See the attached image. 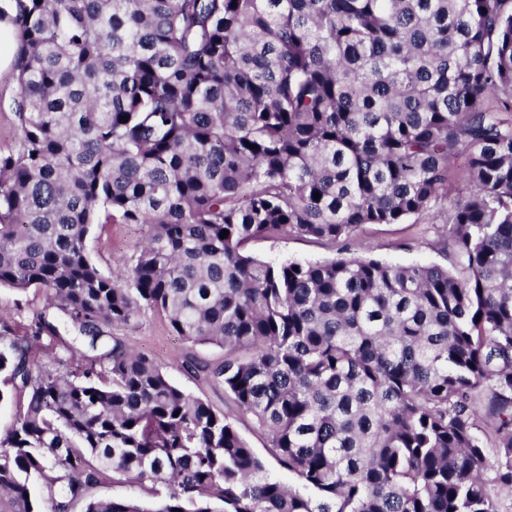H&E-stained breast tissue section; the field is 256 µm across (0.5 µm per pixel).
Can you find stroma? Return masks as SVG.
<instances>
[{"label": "stroma", "instance_id": "stroma-1", "mask_svg": "<svg viewBox=\"0 0 512 512\" xmlns=\"http://www.w3.org/2000/svg\"><path fill=\"white\" fill-rule=\"evenodd\" d=\"M441 229V224L413 218L403 224H365L351 237L333 243L291 235L254 242L251 250L272 262L286 259L315 262L340 255H366L399 265H442L446 262V253L441 243ZM142 237L139 225L109 224L93 230L86 240V248L100 269L110 275L115 272L117 261L129 256ZM40 318L56 325L59 336L73 338V328L63 314L48 303L44 291L0 288V328L20 336ZM124 336L130 347L150 354L161 363L175 385L216 408L229 409L230 403L221 386L183 367L189 355L204 364H217L224 358L223 350L210 345L187 348L179 337L172 335L162 319L152 315L146 316L137 328L125 331Z\"/></svg>", "mask_w": 512, "mask_h": 512}]
</instances>
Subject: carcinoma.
Returning a JSON list of instances; mask_svg holds the SVG:
<instances>
[{
  "label": "carcinoma",
  "mask_w": 512,
  "mask_h": 512,
  "mask_svg": "<svg viewBox=\"0 0 512 512\" xmlns=\"http://www.w3.org/2000/svg\"><path fill=\"white\" fill-rule=\"evenodd\" d=\"M5 18L19 135L0 149V287L45 290L86 349L46 320L0 334L22 399L0 512H502L512 0H10ZM439 201L446 266L246 251ZM106 224L145 230L113 277L85 246ZM149 313L224 350L187 368L295 484L115 334ZM36 477L61 483L48 511ZM108 478L152 499L91 496ZM236 419V427L240 434L248 441L250 446L254 448L256 453L262 457H264L267 461V467L270 471L272 477L280 480L282 483L294 484V479L291 475L288 474L287 471L281 469L276 462L271 459L267 452L265 451L266 440L264 436L256 431L253 427V423L249 416H238L235 415Z\"/></svg>",
  "instance_id": "carcinoma-1"
}]
</instances>
